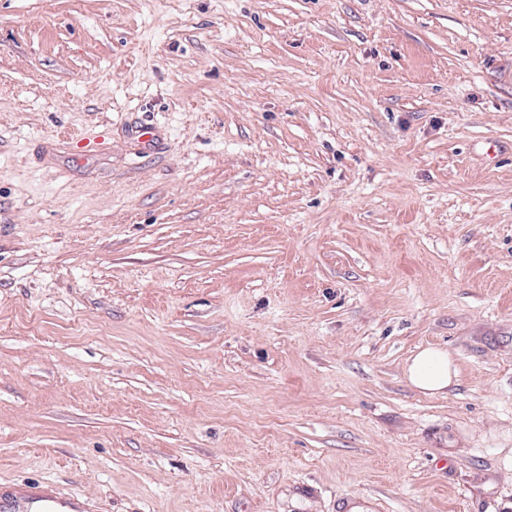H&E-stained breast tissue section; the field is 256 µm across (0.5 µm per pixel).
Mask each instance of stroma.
Returning <instances> with one entry per match:
<instances>
[{
    "label": "stroma",
    "instance_id": "35a3bbf8",
    "mask_svg": "<svg viewBox=\"0 0 512 512\" xmlns=\"http://www.w3.org/2000/svg\"><path fill=\"white\" fill-rule=\"evenodd\" d=\"M38 481L512 512V0H0V485ZM407 383L429 395L441 394L455 383L459 368L448 350L435 346L419 348L404 367Z\"/></svg>",
    "mask_w": 512,
    "mask_h": 512
}]
</instances>
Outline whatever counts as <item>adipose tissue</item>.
<instances>
[{"label":"adipose tissue","instance_id":"1","mask_svg":"<svg viewBox=\"0 0 512 512\" xmlns=\"http://www.w3.org/2000/svg\"><path fill=\"white\" fill-rule=\"evenodd\" d=\"M407 383L429 395L441 394L455 383L459 368L448 350L427 346L418 349L404 367Z\"/></svg>","mask_w":512,"mask_h":512}]
</instances>
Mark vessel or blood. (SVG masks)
Instances as JSON below:
<instances>
[{"instance_id":"1","label":"vessel or blood","mask_w":512,"mask_h":512,"mask_svg":"<svg viewBox=\"0 0 512 512\" xmlns=\"http://www.w3.org/2000/svg\"><path fill=\"white\" fill-rule=\"evenodd\" d=\"M0 512H93V506L50 483L23 484L0 487Z\"/></svg>"}]
</instances>
